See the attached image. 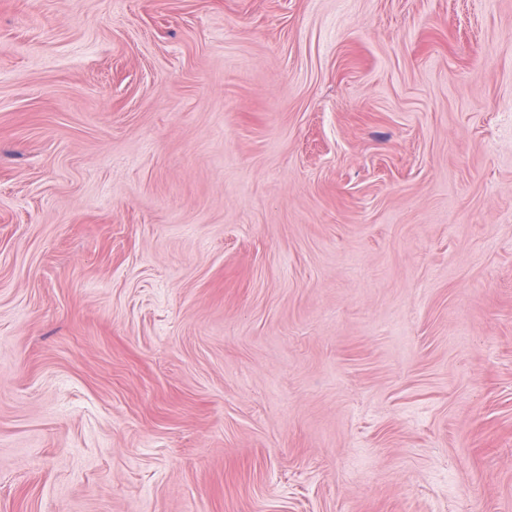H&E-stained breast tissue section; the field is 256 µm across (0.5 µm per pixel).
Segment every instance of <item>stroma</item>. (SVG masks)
<instances>
[{
    "instance_id": "stroma-1",
    "label": "stroma",
    "mask_w": 512,
    "mask_h": 512,
    "mask_svg": "<svg viewBox=\"0 0 512 512\" xmlns=\"http://www.w3.org/2000/svg\"><path fill=\"white\" fill-rule=\"evenodd\" d=\"M0 512H512V0H0Z\"/></svg>"
}]
</instances>
